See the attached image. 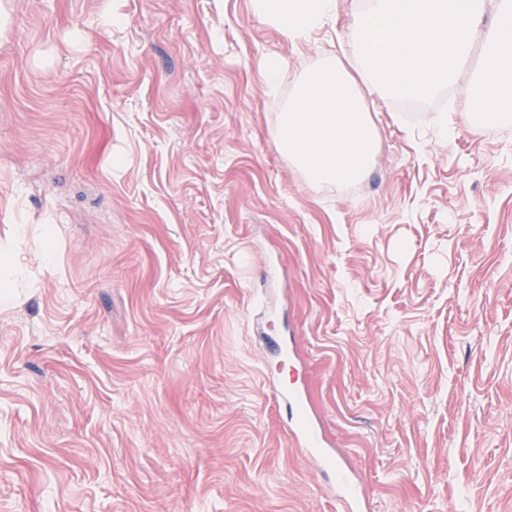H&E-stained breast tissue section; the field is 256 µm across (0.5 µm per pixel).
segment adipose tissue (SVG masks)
<instances>
[{
	"mask_svg": "<svg viewBox=\"0 0 512 512\" xmlns=\"http://www.w3.org/2000/svg\"><path fill=\"white\" fill-rule=\"evenodd\" d=\"M257 15L294 41L332 16L335 0H252ZM376 130L355 79L329 64L308 72L274 128L282 154L325 193L363 176Z\"/></svg>",
	"mask_w": 512,
	"mask_h": 512,
	"instance_id": "1",
	"label": "adipose tissue"
}]
</instances>
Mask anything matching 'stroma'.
Here are the masks:
<instances>
[{"instance_id": "obj_1", "label": "stroma", "mask_w": 512, "mask_h": 512, "mask_svg": "<svg viewBox=\"0 0 512 512\" xmlns=\"http://www.w3.org/2000/svg\"><path fill=\"white\" fill-rule=\"evenodd\" d=\"M337 0H0V512H341L274 405L308 404L369 512H512V123L456 85L365 92L372 164L325 194L272 130L357 70ZM285 61L268 92L263 67ZM335 0H253V10L287 41L322 26L332 16Z\"/></svg>"}]
</instances>
